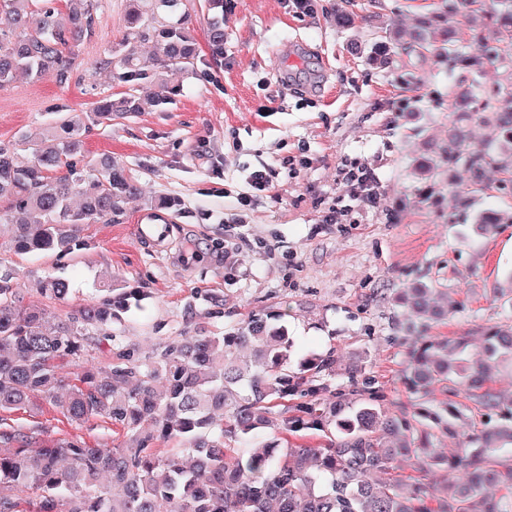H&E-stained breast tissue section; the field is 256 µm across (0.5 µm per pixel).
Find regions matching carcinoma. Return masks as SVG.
Masks as SVG:
<instances>
[{
	"label": "carcinoma",
	"instance_id": "1",
	"mask_svg": "<svg viewBox=\"0 0 512 512\" xmlns=\"http://www.w3.org/2000/svg\"><path fill=\"white\" fill-rule=\"evenodd\" d=\"M481 0H447L443 17L453 21L474 11ZM499 32L512 38V0H492ZM183 0H127L124 50L107 54L99 68L128 86L119 98L108 95L90 112H68L37 136L23 134L0 143V198L10 200L17 219L8 243L17 254L85 249L86 224L107 222L138 194L126 169L110 157L86 172L71 160L82 153L90 123L125 118L142 102L160 107L181 94L195 73L198 48L179 13ZM212 17L207 44L213 59L224 56V0H207ZM94 0H67L66 11L52 0H0V86L23 75L33 81L67 80L72 47L92 33ZM448 27V66L482 62L483 38L466 48ZM151 45L148 61L139 44ZM448 97L463 121L472 97L459 85ZM498 128L512 137V101L491 99ZM468 144L463 127L448 129L443 150L457 164ZM30 159L17 160L18 151ZM491 158V146L469 151L475 185ZM39 293L67 301V279L48 275ZM15 273L0 267V411L59 409L80 426L101 418L124 433L125 445L108 448L80 436L54 438L22 425L0 426V512H512V419L484 423L466 448L420 460L418 470L441 466L459 472L454 482L435 487L419 478L405 491L389 474L396 462L419 449L407 442L404 416L389 417L381 395L359 387V368L348 370V385L336 387V349L305 355L288 334L284 314L253 313L217 334L196 330L141 356L116 335L144 291L111 285L58 322L43 309L23 303ZM427 289H410L421 318L431 316ZM115 347L112 363L85 369L71 384L61 369L77 364L94 340ZM465 336L424 342L410 351L406 381L427 393L439 384L477 392L481 409L499 407L485 387L492 369L512 367V330L492 328L481 356L466 359ZM421 417L456 434L439 411ZM491 487L505 489L496 497ZM449 495L435 505L438 493Z\"/></svg>",
	"mask_w": 512,
	"mask_h": 512
}]
</instances>
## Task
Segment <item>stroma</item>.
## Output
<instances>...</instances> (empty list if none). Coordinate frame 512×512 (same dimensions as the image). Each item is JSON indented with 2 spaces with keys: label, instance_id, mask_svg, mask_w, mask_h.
<instances>
[{
  "label": "stroma",
  "instance_id": "1",
  "mask_svg": "<svg viewBox=\"0 0 512 512\" xmlns=\"http://www.w3.org/2000/svg\"><path fill=\"white\" fill-rule=\"evenodd\" d=\"M442 3L311 0V13L301 15L285 0H224L228 38L216 62L206 41L209 13L202 0H188L200 57L181 96L164 110L147 105L95 123L75 160L82 170L111 155L145 197L165 206L129 201L112 223L85 225L88 246L72 255L17 254L0 238V264L26 284L25 303L60 317L107 282L141 289L143 310L118 333L146 356L193 329L220 333L253 312L281 308L298 341L316 352L335 348L337 383L347 380L351 352L368 349L363 375L386 394V412L413 415L419 398L404 381L412 345L464 335L474 356L489 328L512 327V143L484 114L469 122L474 146L494 147L479 188L465 163L451 167L439 156L453 118L449 89L470 84L512 96V43L479 10L415 44L418 21L440 13ZM339 6L352 25L336 24ZM125 10L126 0H96L94 31L74 47L66 82L20 76L0 87V142L41 131L55 113L87 112L101 97L123 93L97 62L121 50ZM451 27L463 44L486 37L490 60L449 68L441 54ZM380 41L388 51L376 65L369 56ZM346 160L374 170L381 202L328 224L326 212L346 197L338 176ZM256 168L267 170L272 186L240 206ZM490 210L502 222L486 233L478 224ZM140 224L152 225L149 237H138ZM49 274L69 279L70 301L32 290ZM419 284L433 304L452 309L423 334L411 331L403 300ZM428 399L459 411L456 435L431 432L430 453L444 455L476 424L475 404L467 392L453 396L439 386ZM12 417L56 437L78 434L110 447L123 440L107 423L77 427L49 407Z\"/></svg>",
  "mask_w": 512,
  "mask_h": 512
}]
</instances>
